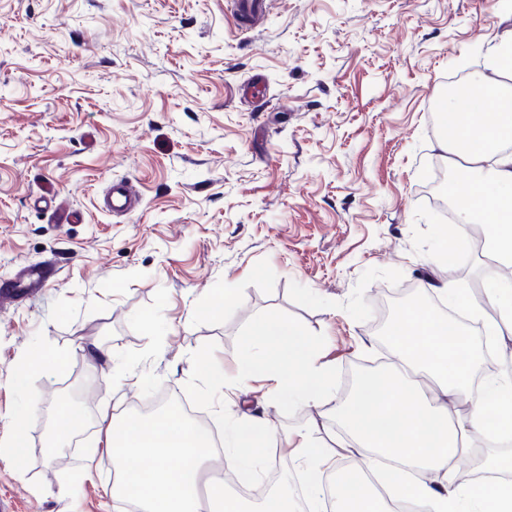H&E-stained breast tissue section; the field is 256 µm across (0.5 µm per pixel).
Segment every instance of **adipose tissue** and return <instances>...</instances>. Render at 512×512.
Listing matches in <instances>:
<instances>
[{"label": "adipose tissue", "instance_id": "adipose-tissue-1", "mask_svg": "<svg viewBox=\"0 0 512 512\" xmlns=\"http://www.w3.org/2000/svg\"><path fill=\"white\" fill-rule=\"evenodd\" d=\"M482 89L491 112L474 117L468 100L455 98L444 144L450 160L466 164L456 185L462 221L494 215L487 245L512 266V153L484 165L487 145L512 137V92L487 79ZM388 339L397 356L389 373L365 377L336 409L347 441L331 448L310 426L295 435L289 457L305 477V512H379L358 485L360 472H338L341 487L326 496L323 477L337 472L342 458L359 459L360 471L377 474L391 499L418 503L424 512H512L505 451L485 445L512 431V373L479 376L469 332L417 303L401 310ZM460 397L467 413L454 409ZM210 446L208 431L175 407L158 417L113 418L106 433L113 499L135 496L141 512H296L290 485L256 505L225 495L222 473L202 479Z\"/></svg>", "mask_w": 512, "mask_h": 512}]
</instances>
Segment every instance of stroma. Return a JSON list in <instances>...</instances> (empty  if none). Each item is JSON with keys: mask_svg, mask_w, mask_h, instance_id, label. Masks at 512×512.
<instances>
[{"mask_svg": "<svg viewBox=\"0 0 512 512\" xmlns=\"http://www.w3.org/2000/svg\"><path fill=\"white\" fill-rule=\"evenodd\" d=\"M509 27L498 0H269L251 26L238 0H0V283L57 271L0 312V438L86 378L63 463L39 423L22 470L0 460V512H116L95 450L107 417L141 415L151 389L184 399L207 342L235 376L257 313L323 334L322 363L348 379L390 351L379 299L417 288L435 309L434 284L482 282V258L459 278L441 258L434 112ZM256 81L259 101L244 93ZM121 180L140 195L122 216L101 207ZM228 288L236 303L203 316ZM44 351L65 372L14 386L17 362ZM271 396L237 386L236 411L268 419L284 458L315 410L289 418Z\"/></svg>", "mask_w": 512, "mask_h": 512, "instance_id": "stroma-1", "label": "stroma"}]
</instances>
